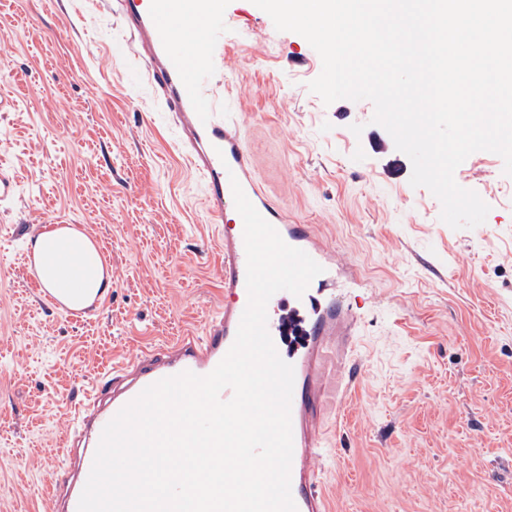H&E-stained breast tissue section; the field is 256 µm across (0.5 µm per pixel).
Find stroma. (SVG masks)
<instances>
[{
	"instance_id": "35a3bbf8",
	"label": "stroma",
	"mask_w": 512,
	"mask_h": 512,
	"mask_svg": "<svg viewBox=\"0 0 512 512\" xmlns=\"http://www.w3.org/2000/svg\"><path fill=\"white\" fill-rule=\"evenodd\" d=\"M224 63L266 191L347 257L369 287L362 376L328 412L335 512H512V176L471 154L456 182L490 207L455 230L412 187V163L370 101L324 103L319 54L252 0H224ZM122 33L96 0H0V512H50L71 412L101 372L189 332L224 303L204 187L133 58L100 60ZM52 218L94 240L112 272L70 319L22 267Z\"/></svg>"
}]
</instances>
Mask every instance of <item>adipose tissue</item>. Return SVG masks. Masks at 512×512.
Listing matches in <instances>:
<instances>
[{
	"label": "adipose tissue",
	"instance_id": "adipose-tissue-1",
	"mask_svg": "<svg viewBox=\"0 0 512 512\" xmlns=\"http://www.w3.org/2000/svg\"><path fill=\"white\" fill-rule=\"evenodd\" d=\"M72 237L77 246L76 255L62 257L57 264L46 268L42 280L46 288L63 300L86 307L106 295L112 278L92 239L78 231Z\"/></svg>",
	"mask_w": 512,
	"mask_h": 512
}]
</instances>
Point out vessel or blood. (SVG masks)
<instances>
[{"instance_id": "vessel-or-blood-1", "label": "vessel or blood", "mask_w": 512, "mask_h": 512, "mask_svg": "<svg viewBox=\"0 0 512 512\" xmlns=\"http://www.w3.org/2000/svg\"><path fill=\"white\" fill-rule=\"evenodd\" d=\"M101 5L133 32L125 51L140 62L177 130L176 148L204 184L206 211L219 232L224 305L202 335L182 336L115 362L86 390L73 430L84 450L75 460L68 449L58 452L57 478H75L62 512H77L102 431L125 405L162 378L184 371L209 374L233 345L248 303L244 223L231 189L234 178L283 241L323 268L303 296L281 291L269 300L267 329L294 369L291 494L297 512H331L321 492L328 461L324 406L332 393L337 408H344L359 377L358 319L337 297L336 280L356 284L358 273L313 225L293 222L255 176L240 114L227 106L232 84L224 73V0H101Z\"/></svg>"}]
</instances>
